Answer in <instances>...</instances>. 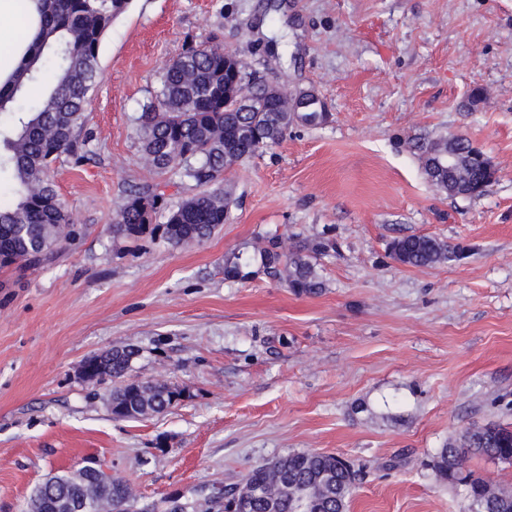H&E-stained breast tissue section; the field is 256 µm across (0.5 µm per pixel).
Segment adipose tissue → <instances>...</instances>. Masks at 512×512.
Instances as JSON below:
<instances>
[{"mask_svg":"<svg viewBox=\"0 0 512 512\" xmlns=\"http://www.w3.org/2000/svg\"><path fill=\"white\" fill-rule=\"evenodd\" d=\"M41 0H0V87L12 86L42 29Z\"/></svg>","mask_w":512,"mask_h":512,"instance_id":"obj_1","label":"adipose tissue"}]
</instances>
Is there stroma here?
I'll return each instance as SVG.
<instances>
[{"instance_id":"stroma-1","label":"stroma","mask_w":512,"mask_h":512,"mask_svg":"<svg viewBox=\"0 0 512 512\" xmlns=\"http://www.w3.org/2000/svg\"><path fill=\"white\" fill-rule=\"evenodd\" d=\"M221 43L249 72L316 92L328 115L239 163L209 241L113 235L142 181L139 118L169 60ZM85 158L61 154L79 233L49 264L0 271V512L92 457L139 506L202 499L292 451L362 465L348 512H463L428 462L469 427L512 426V0H132L99 51ZM441 135L497 169L478 198L423 171ZM336 244L325 288L224 278L273 230ZM465 253L414 268L394 238ZM132 348L128 378L183 393L169 413L114 418L87 358Z\"/></svg>"}]
</instances>
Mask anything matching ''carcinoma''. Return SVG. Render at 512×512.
<instances>
[{
    "instance_id": "carcinoma-1",
    "label": "carcinoma",
    "mask_w": 512,
    "mask_h": 512,
    "mask_svg": "<svg viewBox=\"0 0 512 512\" xmlns=\"http://www.w3.org/2000/svg\"><path fill=\"white\" fill-rule=\"evenodd\" d=\"M43 34L23 71L0 89V174L13 189L0 205V269L21 270L54 259L73 236L71 216L52 177L63 153L82 154L87 123L85 105L99 80V48L113 21L130 0H42ZM141 150L152 175L169 172L192 181L200 192L170 210L167 221L152 225L164 193L144 182L129 191L112 233L127 238L158 234L172 247L200 246L226 222L233 204L222 186L224 170L269 149L294 124L317 126L326 120L316 98L298 112H270L263 83L243 63L224 66V46L185 47L167 65L156 101L141 114ZM278 232L268 233L252 249L224 260V279L247 281L261 274L277 279L296 295L325 288L321 260L335 249L328 238L302 239L278 250ZM390 254L400 264L428 267L457 258L459 247L425 235L394 239ZM136 355L131 348L105 357L106 375L121 385L112 390V415L139 419L162 415L183 397L162 382H123ZM480 456L512 463V428L488 423L470 427L437 449L429 461L436 477L465 487L466 512H512V490L463 471L466 458ZM362 468L338 455L290 452L253 468L240 485L184 512H214L224 499L236 512H347ZM70 474L58 475L52 488L34 493L37 512H55L54 498L73 486ZM96 512H146L127 483L112 480V496L96 503Z\"/></svg>"
}]
</instances>
